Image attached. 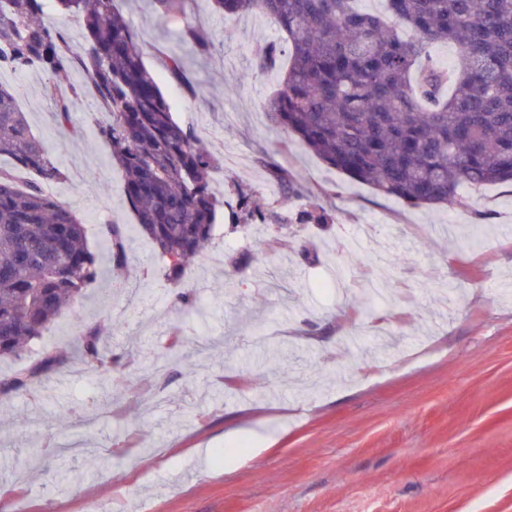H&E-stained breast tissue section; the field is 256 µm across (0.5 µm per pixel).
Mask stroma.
I'll return each instance as SVG.
<instances>
[{
	"label": "stroma",
	"mask_w": 512,
	"mask_h": 512,
	"mask_svg": "<svg viewBox=\"0 0 512 512\" xmlns=\"http://www.w3.org/2000/svg\"><path fill=\"white\" fill-rule=\"evenodd\" d=\"M146 67L182 125L220 160L224 196L288 216L225 230L171 281L123 194L89 96L54 122L36 68L0 73L34 135L67 172L52 186L103 247L127 227L130 271L96 280L24 362L70 345L76 322L104 326L120 399L104 404L77 359L0 403V505L18 512H512V184L468 187L453 207L417 208L329 168L269 120L274 77L251 53L279 39L262 14L205 0L161 15L120 0ZM201 23L209 54L187 51ZM183 57L187 82L166 69ZM307 186L330 224H300ZM315 254L302 262V251ZM255 254L250 265L233 256ZM191 293L195 307L175 296ZM206 352L196 373L168 355L175 325ZM167 402L149 404L154 391ZM68 414L60 424L59 414Z\"/></svg>",
	"instance_id": "35a3bbf8"
}]
</instances>
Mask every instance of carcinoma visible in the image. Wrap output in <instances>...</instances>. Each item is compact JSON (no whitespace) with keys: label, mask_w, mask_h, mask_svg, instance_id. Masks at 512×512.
<instances>
[{"label":"carcinoma","mask_w":512,"mask_h":512,"mask_svg":"<svg viewBox=\"0 0 512 512\" xmlns=\"http://www.w3.org/2000/svg\"><path fill=\"white\" fill-rule=\"evenodd\" d=\"M46 0H0V71L39 66L52 78L54 116L65 127L70 101L89 94L107 120L100 132L139 232L179 278L214 239L223 209L232 225L266 224L268 210L241 216L217 196L207 175L215 156L173 116L155 75L143 61L134 30L116 0H52L56 12L79 21L83 44L71 49L66 30L44 19ZM358 0H207L224 14L259 11L285 35L253 53L258 74L278 75L280 90L265 109L270 121L331 168L375 193L412 207L454 206L461 189L512 181V0H385V13ZM183 42L208 48L195 26ZM451 45V69L435 66L429 47ZM65 85L68 94L58 89ZM0 358L19 361L29 343L96 279L99 255L84 224L48 187L67 179L32 133L11 88L0 83ZM300 224H327L313 203ZM113 271L129 267L125 225H102ZM80 363L97 373L112 398V353L94 327L75 318ZM46 355L17 366L0 381V396L66 363Z\"/></svg>","instance_id":"obj_1"}]
</instances>
